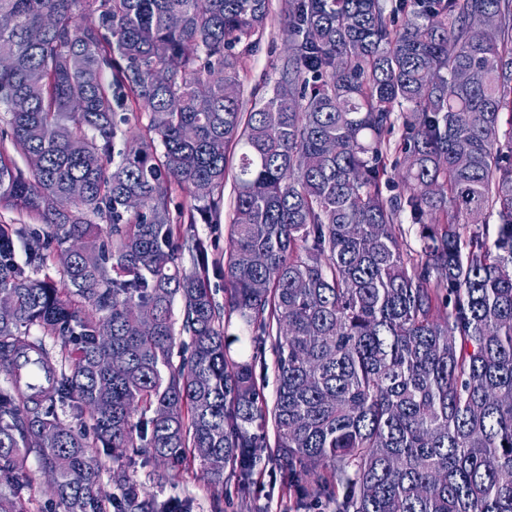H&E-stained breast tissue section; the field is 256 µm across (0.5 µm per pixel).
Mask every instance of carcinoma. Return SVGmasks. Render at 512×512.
Returning <instances> with one entry per match:
<instances>
[{
	"label": "carcinoma",
	"instance_id": "cac0c4a2",
	"mask_svg": "<svg viewBox=\"0 0 512 512\" xmlns=\"http://www.w3.org/2000/svg\"><path fill=\"white\" fill-rule=\"evenodd\" d=\"M395 11L398 29L382 0H288L281 78L245 111L224 86L268 0H0V210L34 220L0 223V512H27L31 456L54 475L53 512H192L142 494L127 471L150 465L158 484L195 468L244 500L264 458L301 507L512 512V0ZM123 104L149 122L116 159ZM393 152L406 191L387 196ZM228 177L217 266L190 226L218 221ZM175 188L192 203L174 214ZM55 253L60 280L32 276Z\"/></svg>",
	"mask_w": 512,
	"mask_h": 512
}]
</instances>
